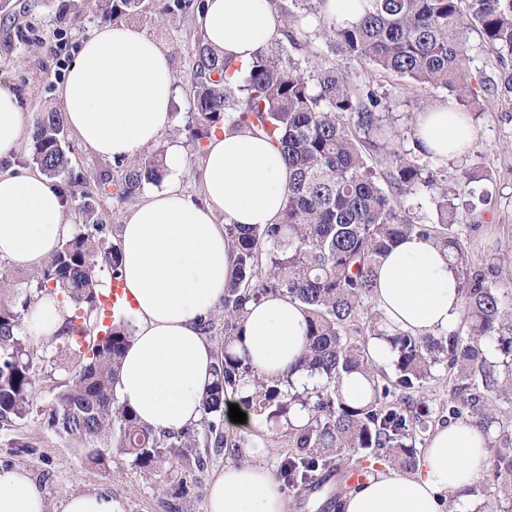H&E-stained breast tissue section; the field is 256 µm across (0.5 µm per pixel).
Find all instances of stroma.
<instances>
[{
	"label": "stroma",
	"mask_w": 512,
	"mask_h": 512,
	"mask_svg": "<svg viewBox=\"0 0 512 512\" xmlns=\"http://www.w3.org/2000/svg\"><path fill=\"white\" fill-rule=\"evenodd\" d=\"M71 0H9L0 8V72L9 73L20 95L24 112L59 108L56 92L63 80L79 42L101 25V18L84 11L79 20L65 17ZM136 24L152 35L168 53L178 88L177 124H185L190 111L189 51L196 29L191 17L167 16L147 12ZM351 78L370 83L383 97L387 130L412 140L420 102L447 103L446 93L355 64ZM476 138L468 167L484 172L473 212H461L459 223L465 226L469 255L475 264H483L491 249L499 251L497 281L502 301L512 306V105L497 98L483 97L473 119ZM163 149L177 148L183 155L179 186L190 197L201 194L202 160L194 154L185 135L165 132L158 142ZM50 379H42L36 394L35 409L14 426L0 428V469L25 471L44 495L49 512H62L64 500L73 494L98 492L112 496L122 512H163V492H175L176 474L171 467L143 474L133 468L120 450H113L106 466L90 465L84 455L66 440L55 435L40 413L52 398ZM241 442L235 452L212 455L197 485L185 500L187 512H206V488L209 479L224 465L249 459L278 473L288 454V441L282 428L269 434L250 429L237 432ZM25 442L24 451L14 441Z\"/></svg>",
	"instance_id": "obj_1"
}]
</instances>
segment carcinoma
<instances>
[{
	"instance_id": "1",
	"label": "carcinoma",
	"mask_w": 512,
	"mask_h": 512,
	"mask_svg": "<svg viewBox=\"0 0 512 512\" xmlns=\"http://www.w3.org/2000/svg\"><path fill=\"white\" fill-rule=\"evenodd\" d=\"M167 15L192 17L205 0H158ZM285 19L281 37L258 50L245 67L218 55L200 34L191 52L189 131L192 149L204 157L215 132L248 130L276 145L290 172L285 209L276 224H226L234 243L232 277L224 285V353L216 359L213 380L195 425L157 434L135 413L118 404L115 383L131 333L119 323L97 336L101 309L100 273L119 279L120 247L112 243L110 215L99 199L126 202L147 185L162 182L164 151L143 150L113 161L114 174L94 181L72 166L62 143L64 113L37 114L27 151L18 165L35 166L59 179L66 207L76 206L81 224L23 288L0 262V426L25 419L43 377L53 379V397L44 409L47 426L83 449L91 464L110 460L121 448L134 466L151 474L179 464L180 490L164 502V512H183L194 471L204 469L209 448H238L224 435V395L252 387L243 405L257 415L275 417L294 405L308 414L288 426V447L280 477L297 490L318 481L316 473L351 469L367 461L388 462L405 470L418 465L424 434L433 423L469 418L493 431L483 459L481 480L466 493L482 499L480 512H512V312L491 279L494 263L476 267L456 223V200L473 196L486 175L474 168L460 177L430 171L399 143L381 163L382 98L371 84L351 82L348 65H369L409 83L443 89L461 111L472 112L480 98L496 95L512 104V0H366L364 15L351 26L322 33L327 49L341 57H318L311 40L286 23L290 7L308 5L312 13L325 0H270ZM104 20L121 22L140 15L145 0H89ZM493 52L504 68L498 79H476L466 64L469 34ZM93 184L94 190L82 186ZM440 188L437 221L423 222L408 196L418 186ZM423 239L448 251L461 277L462 320L451 333L415 338L386 322L369 302L379 259L396 243ZM270 294L296 300L307 318L301 367L318 377L298 391L291 376H260L233 350L240 339L245 307ZM56 297L72 310L60 333L38 346L22 332L25 310L42 297ZM385 336L395 355V378L380 370L367 336ZM492 344L502 360L487 356ZM447 365L453 386L448 415L436 417L412 392ZM357 373L368 384L365 399L347 397L346 376Z\"/></svg>"
}]
</instances>
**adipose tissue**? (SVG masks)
<instances>
[{
	"mask_svg": "<svg viewBox=\"0 0 512 512\" xmlns=\"http://www.w3.org/2000/svg\"><path fill=\"white\" fill-rule=\"evenodd\" d=\"M197 24L207 42L235 63L249 62L274 42L280 20L269 0H207ZM176 78L169 56L144 29L125 22L98 26L83 39L58 89L66 121L96 154L130 157L154 145L172 123ZM417 136L425 155L451 157L473 141L472 121L440 106L420 113ZM30 132L14 84L0 72V157L15 152ZM179 150L167 158L166 186L129 209L120 230L121 277L134 300L127 310L133 334L116 383L121 404L156 433L177 432L201 417L214 347L201 324L221 304L233 271L225 224H273L288 190V168L268 139L248 132L213 135L201 171L202 203L177 186ZM72 233L53 182L26 170L0 171V260L16 268L41 266ZM456 267L432 243L395 244L377 266L373 299L400 331L425 337L452 331L460 320ZM67 311L44 298L29 308L24 330L49 341ZM302 305L270 296L247 306L241 353L267 376L291 375L296 386L313 379L297 364L306 334ZM491 435L468 419L437 426L415 473L377 472L355 485L339 512H446L450 492L481 477ZM43 494L18 469H0V512H46ZM206 512H286L280 483L263 466L228 464L208 483Z\"/></svg>",
	"mask_w": 512,
	"mask_h": 512,
	"instance_id": "ef3b65f1",
	"label": "adipose tissue"
}]
</instances>
